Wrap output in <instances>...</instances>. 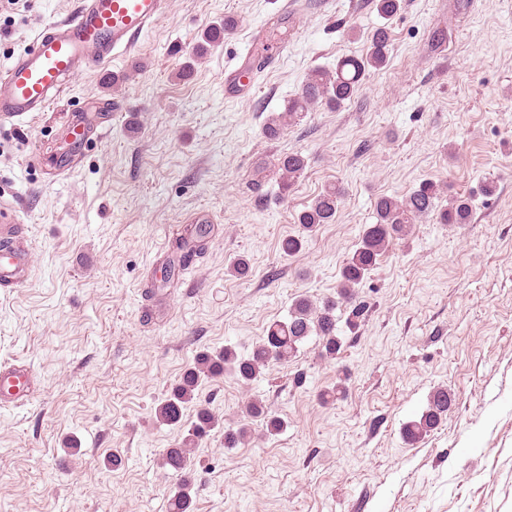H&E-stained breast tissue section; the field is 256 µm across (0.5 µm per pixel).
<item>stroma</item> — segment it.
Here are the masks:
<instances>
[{
	"label": "stroma",
	"mask_w": 512,
	"mask_h": 512,
	"mask_svg": "<svg viewBox=\"0 0 512 512\" xmlns=\"http://www.w3.org/2000/svg\"><path fill=\"white\" fill-rule=\"evenodd\" d=\"M77 3L0 0V73ZM282 5L171 0L130 57L76 77L22 127H0V202L17 210L32 262L25 283L0 288V363L26 360L37 377L26 401L0 404V512H169L177 478L158 458L183 431L157 422L158 401L200 350L247 353L297 295L335 296L374 198L426 179L472 197L470 223L425 219L394 241L358 290L368 311L356 330L337 309L336 356L313 338L250 385H202L219 426L196 451L193 512H512V0L460 12L453 0H402L389 19L374 0ZM228 16L237 24L222 48L202 47ZM380 27L387 63L350 101L264 136L310 70L365 55ZM436 28L448 33L438 48ZM245 60L260 68L252 92L225 98V70ZM92 112L105 129L54 176L38 156L63 146L67 119ZM293 152L308 166L283 197L275 163ZM334 182L345 189L335 221L283 256L281 240ZM197 222L214 227L206 253L147 296ZM241 256L244 277L230 271ZM340 372L347 398L321 404ZM440 386L453 395L447 415L405 442ZM252 398L284 420L280 434L248 421ZM245 423L250 438L225 447V429Z\"/></svg>",
	"instance_id": "obj_1"
}]
</instances>
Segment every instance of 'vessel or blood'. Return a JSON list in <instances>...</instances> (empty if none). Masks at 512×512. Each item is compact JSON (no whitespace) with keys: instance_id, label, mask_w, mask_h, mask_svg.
Returning a JSON list of instances; mask_svg holds the SVG:
<instances>
[{"instance_id":"1","label":"vessel or blood","mask_w":512,"mask_h":512,"mask_svg":"<svg viewBox=\"0 0 512 512\" xmlns=\"http://www.w3.org/2000/svg\"><path fill=\"white\" fill-rule=\"evenodd\" d=\"M168 8L169 0H82L73 15L45 25L0 75V125L15 127L48 111L78 75L130 55ZM252 87L251 68L241 66L224 77L226 96L247 95ZM27 278L19 250L0 252V288ZM34 381L29 365L0 364V404L29 397Z\"/></svg>"}]
</instances>
